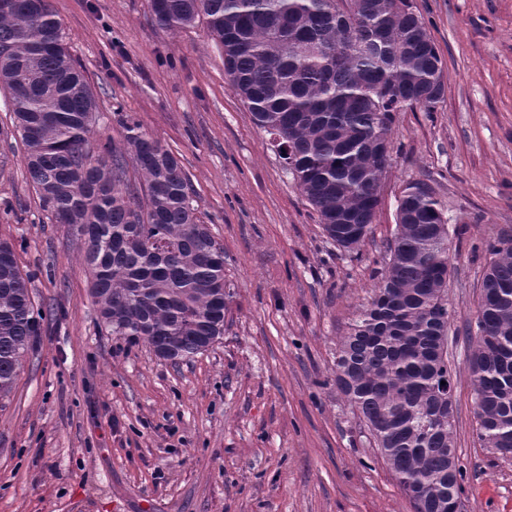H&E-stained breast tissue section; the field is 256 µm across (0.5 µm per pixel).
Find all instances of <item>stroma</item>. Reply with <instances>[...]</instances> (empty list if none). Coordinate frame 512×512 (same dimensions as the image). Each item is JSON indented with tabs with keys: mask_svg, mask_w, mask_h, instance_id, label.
Here are the masks:
<instances>
[{
	"mask_svg": "<svg viewBox=\"0 0 512 512\" xmlns=\"http://www.w3.org/2000/svg\"><path fill=\"white\" fill-rule=\"evenodd\" d=\"M99 98L93 142L139 123L180 159L224 247V334L179 361L113 335L82 242L40 203L0 91V239L46 319L0 398V512H414L336 389V343L372 301L399 200L448 224V359L464 512H512V455L477 435L468 354L487 242L512 239V0H412L443 61L433 112L396 113L372 232L348 252L252 120L204 26L150 0H51Z\"/></svg>",
	"mask_w": 512,
	"mask_h": 512,
	"instance_id": "obj_1",
	"label": "stroma"
}]
</instances>
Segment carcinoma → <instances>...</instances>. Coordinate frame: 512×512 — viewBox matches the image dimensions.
<instances>
[{
	"label": "carcinoma",
	"instance_id": "cac0c4a2",
	"mask_svg": "<svg viewBox=\"0 0 512 512\" xmlns=\"http://www.w3.org/2000/svg\"><path fill=\"white\" fill-rule=\"evenodd\" d=\"M0 10V89L42 207L84 241L99 317L163 360L224 335V247L200 221L179 158L135 124L125 147L92 152L98 102L50 0ZM155 24L206 26L230 86L265 129L326 236L368 238L391 155L394 113L434 111L442 60L411 0H151ZM144 201L129 178L127 152ZM398 212L371 305L341 337L336 388L359 413L415 512H461L464 473L448 363V224L423 187ZM468 357L478 436L512 454V239L489 244ZM16 246L0 239V396L10 393L45 316Z\"/></svg>",
	"mask_w": 512,
	"mask_h": 512
}]
</instances>
